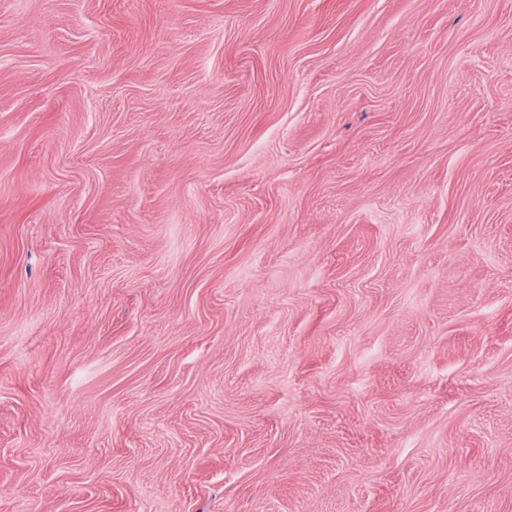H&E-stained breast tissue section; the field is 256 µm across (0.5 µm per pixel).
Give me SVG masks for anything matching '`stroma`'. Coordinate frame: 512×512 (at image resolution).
Instances as JSON below:
<instances>
[{"label": "stroma", "mask_w": 512, "mask_h": 512, "mask_svg": "<svg viewBox=\"0 0 512 512\" xmlns=\"http://www.w3.org/2000/svg\"><path fill=\"white\" fill-rule=\"evenodd\" d=\"M0 512H512V0H0Z\"/></svg>", "instance_id": "stroma-1"}]
</instances>
